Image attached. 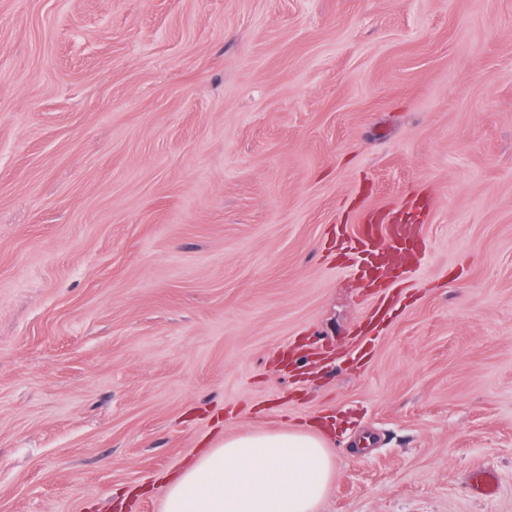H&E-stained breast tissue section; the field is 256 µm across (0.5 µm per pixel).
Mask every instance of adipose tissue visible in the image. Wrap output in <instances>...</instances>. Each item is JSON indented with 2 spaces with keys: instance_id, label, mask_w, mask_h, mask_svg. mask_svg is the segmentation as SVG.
Returning a JSON list of instances; mask_svg holds the SVG:
<instances>
[{
  "instance_id": "1",
  "label": "adipose tissue",
  "mask_w": 512,
  "mask_h": 512,
  "mask_svg": "<svg viewBox=\"0 0 512 512\" xmlns=\"http://www.w3.org/2000/svg\"><path fill=\"white\" fill-rule=\"evenodd\" d=\"M335 474L310 425L221 435L167 480L163 512H318Z\"/></svg>"
}]
</instances>
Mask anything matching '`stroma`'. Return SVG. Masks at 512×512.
Masks as SVG:
<instances>
[{"label":"stroma","mask_w":512,"mask_h":512,"mask_svg":"<svg viewBox=\"0 0 512 512\" xmlns=\"http://www.w3.org/2000/svg\"><path fill=\"white\" fill-rule=\"evenodd\" d=\"M306 421L319 512H512V0H0V512ZM420 226L414 224H359L353 229L350 236L351 243L362 249V252L371 253L376 249H385L394 256H399L401 237L405 236L404 229L411 235H420Z\"/></svg>","instance_id":"stroma-1"}]
</instances>
